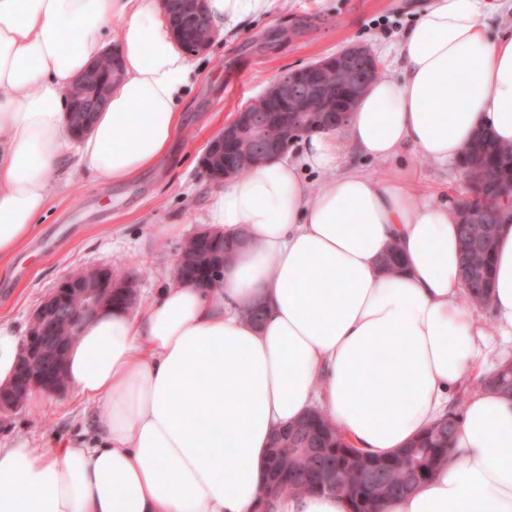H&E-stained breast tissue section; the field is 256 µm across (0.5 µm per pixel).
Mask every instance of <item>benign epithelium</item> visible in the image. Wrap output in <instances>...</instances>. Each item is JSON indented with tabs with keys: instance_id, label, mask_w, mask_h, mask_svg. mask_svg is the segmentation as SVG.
I'll use <instances>...</instances> for the list:
<instances>
[{
	"instance_id": "obj_1",
	"label": "benign epithelium",
	"mask_w": 512,
	"mask_h": 512,
	"mask_svg": "<svg viewBox=\"0 0 512 512\" xmlns=\"http://www.w3.org/2000/svg\"><path fill=\"white\" fill-rule=\"evenodd\" d=\"M162 6L171 18L172 27L178 37L188 43L193 53L206 51L213 40L210 28L204 24L201 15L203 0H161ZM338 54L343 57L344 66L338 74L336 84L318 81V74L329 70L327 59H320L301 69L285 71L264 89L261 97L279 110L281 123L278 134L269 137L266 129L271 122L273 113L257 112L245 105L238 110L233 118L224 124V128L207 144L202 155L206 164L204 171L218 172L219 177L212 179L217 185L233 179V171L229 167L217 166L221 155L237 149L253 161L263 163L268 159L283 157L312 129L336 131L345 126L351 116V110L339 112H309L304 107L300 90L311 89L319 94L331 96L339 85L358 83L364 88L361 68L378 66L377 59L363 45H350ZM120 76L113 71L111 77L100 74L99 63L92 64L78 78L65 94L71 97L73 112H99L107 103L112 90V82ZM75 279L71 276L63 278L51 295L36 309L31 332L25 338L22 347L19 374L20 385L9 388L0 386V416L4 417L19 408L33 391L45 394L60 393L67 388L64 353L71 342L65 336H47L51 320L59 304L70 302L77 296L80 305L71 309L72 324L80 329L83 323L112 306V296L120 294L132 304L137 293L135 281L117 280L112 277V269L94 268L81 272V287L75 288ZM364 470L368 482L375 485L386 473L387 466L364 457L356 460ZM318 481L328 490L348 491L343 479V468L339 463L327 461L317 474ZM288 489L285 472L274 470L264 489V493L281 494Z\"/></svg>"
}]
</instances>
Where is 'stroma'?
Listing matches in <instances>:
<instances>
[{"mask_svg":"<svg viewBox=\"0 0 512 512\" xmlns=\"http://www.w3.org/2000/svg\"><path fill=\"white\" fill-rule=\"evenodd\" d=\"M432 0H282L267 15L243 21L194 55L202 71L184 99V127L156 169L121 185L88 174H64L28 243L0 263V315L28 330L34 309L76 270L106 266L130 275L145 301L172 281L183 243L205 228L215 185L201 172L208 140L240 107L257 98L280 72L302 67L360 43L393 73L395 49ZM413 190L449 205L464 198L458 164L416 157ZM0 420V439L35 436L42 442L85 430L90 411L75 395L46 398Z\"/></svg>","mask_w":512,"mask_h":512,"instance_id":"obj_1","label":"stroma"}]
</instances>
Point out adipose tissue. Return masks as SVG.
Masks as SVG:
<instances>
[{
  "label": "adipose tissue",
  "instance_id": "adipose-tissue-1",
  "mask_svg": "<svg viewBox=\"0 0 512 512\" xmlns=\"http://www.w3.org/2000/svg\"><path fill=\"white\" fill-rule=\"evenodd\" d=\"M277 0H206L215 33ZM484 0H434L406 29L399 72L377 79L349 123L315 132L211 196L207 222L247 245L218 288L170 282L139 312L88 322L66 358L91 435L0 443V512H347L334 494L261 487L276 427L320 409L382 457L495 371L512 341V202L503 211L483 331L461 275L459 213L414 194L413 159L459 161L479 130L512 145V28ZM123 17L113 27V17ZM117 43L122 72L90 131L73 138L65 90ZM194 74L159 0H0V258L47 209L64 165L120 184L154 168L182 128ZM396 163L376 180L340 171L346 145ZM323 174L317 188L303 169ZM398 242V270L381 267ZM262 304L260 325L240 310ZM22 335L0 317V385ZM431 482L381 512H512V398L481 388Z\"/></svg>",
  "mask_w": 512,
  "mask_h": 512
}]
</instances>
